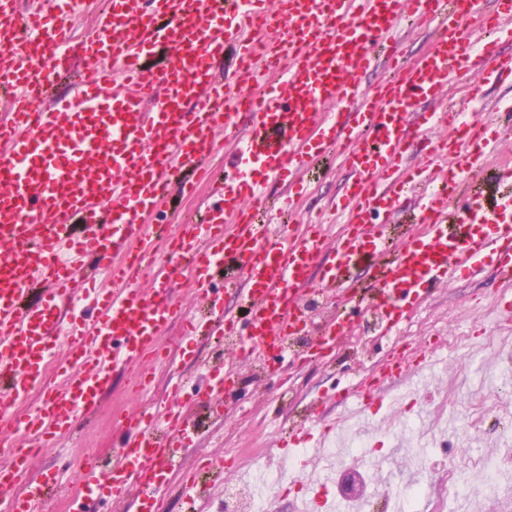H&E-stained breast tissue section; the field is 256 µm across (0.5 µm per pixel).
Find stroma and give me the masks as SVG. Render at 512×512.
Listing matches in <instances>:
<instances>
[{
  "label": "stroma",
  "instance_id": "stroma-1",
  "mask_svg": "<svg viewBox=\"0 0 512 512\" xmlns=\"http://www.w3.org/2000/svg\"><path fill=\"white\" fill-rule=\"evenodd\" d=\"M446 102L466 114L480 108L493 112L512 107V84L487 87L480 103L452 85ZM381 262V257L371 256L356 270L359 293L342 294L323 305L322 315L340 308L359 321L351 334L338 339L333 361L288 368L279 365L271 371L253 363L238 365L235 392L214 397L211 410L199 413L205 431L182 449L180 467L192 466L202 455L222 458L247 454L246 472L255 480L259 495L273 499L272 512H293L296 493L268 478L265 461L277 454L280 427L296 420L306 405L317 401L323 402L327 414L336 415L333 394L362 376L385 352L387 341L379 335L364 297ZM498 287L493 276L485 273L435 289L405 321L407 340L436 338L441 343L431 369L438 389L425 404L408 398L400 417L408 447H400L382 430L367 439L364 447L336 450L331 467L320 475L330 497L367 500V512H393L391 501L377 495L375 479L361 466V459H414L424 454L433 471L434 490L418 501L417 512H433L437 491L448 481L454 482L458 491L449 495L446 512H512V440H502L494 427L496 418H512V394L502 389L504 380L512 378V367L500 358L501 352L512 351V321L497 310ZM162 338L177 354L179 367L189 374L185 393L190 400L204 389V372L193 365L192 353L209 354L215 365L233 358L230 350L184 340L176 321L166 326ZM170 374L169 367L156 366L152 390L140 396L130 391L122 376H115L91 416L81 444L44 449L32 461L31 467L37 472L54 470L64 462L69 465L61 476L60 490L43 502L41 512H73L80 493L75 479L78 459L88 453L111 457L124 416L150 409L155 399L164 395ZM285 374L294 391L283 404L275 395ZM488 457L498 463L497 477L491 483L475 485L477 462Z\"/></svg>",
  "mask_w": 512,
  "mask_h": 512
}]
</instances>
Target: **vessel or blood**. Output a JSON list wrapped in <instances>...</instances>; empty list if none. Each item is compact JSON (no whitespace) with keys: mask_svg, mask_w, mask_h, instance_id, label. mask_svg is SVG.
Masks as SVG:
<instances>
[{"mask_svg":"<svg viewBox=\"0 0 512 512\" xmlns=\"http://www.w3.org/2000/svg\"><path fill=\"white\" fill-rule=\"evenodd\" d=\"M496 4L486 12L479 0H112L76 45L85 0H0V93L12 106L0 122V512H32L58 483L54 472L33 480L31 457L69 437L116 373L134 392L151 388L149 364L167 361L159 335L175 316L186 336L229 340L238 358L268 368L323 363L350 325L338 312L309 333L319 300L346 288L365 257L389 254L369 307L392 342L335 395L338 406L353 400L370 412L383 408L387 386L424 385L439 344L399 334L407 308L433 288L492 271L508 285L499 311L512 315V166L497 169L494 201L472 187L493 147L512 136V113L466 119L420 107L441 100L453 79L512 82V54L498 50L512 38V0ZM406 17L434 34L416 63L398 33ZM471 22L481 46L466 32ZM231 45L238 65L217 75ZM158 48L166 61L155 67L147 57ZM380 63L385 79L364 88L361 74ZM267 70L284 71L283 81L249 94ZM328 155L352 173L344 203L303 224L274 221L270 185L302 196ZM215 161L224 187L203 223H148L173 188L192 193ZM401 210L419 229L390 237L379 218ZM148 274L164 285L138 288ZM178 284L206 298V313L182 315ZM78 307L95 312L94 331L79 332ZM64 338L62 382L25 419L14 417L12 405L42 386ZM206 372L208 394L236 384L234 364ZM172 379L165 397L129 421L111 463L85 455L77 512L133 494L153 512L158 463L175 464L199 433L185 412L187 380L179 371ZM333 430L313 405L291 428L281 456L301 484L315 476ZM238 469L232 459H200L183 475L186 512H198L201 474ZM20 485L29 497L14 496Z\"/></svg>","mask_w":512,"mask_h":512,"instance_id":"vessel-or-blood-1","label":"vessel or blood"}]
</instances>
